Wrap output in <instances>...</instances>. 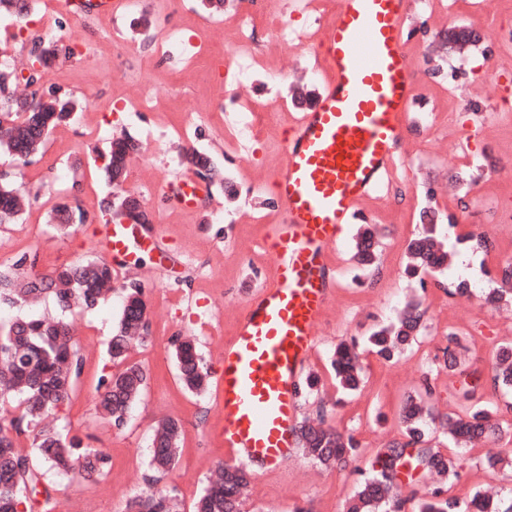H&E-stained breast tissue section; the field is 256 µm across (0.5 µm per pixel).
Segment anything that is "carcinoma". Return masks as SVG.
<instances>
[{
    "instance_id": "obj_1",
    "label": "carcinoma",
    "mask_w": 512,
    "mask_h": 512,
    "mask_svg": "<svg viewBox=\"0 0 512 512\" xmlns=\"http://www.w3.org/2000/svg\"><path fill=\"white\" fill-rule=\"evenodd\" d=\"M36 0H0V14L28 23ZM37 56L31 62L49 64L58 54L55 41L39 37L33 42ZM17 71L0 67V152L17 160L30 154L32 143L43 147L51 132L70 121L80 102L56 90L31 92V108L24 112L16 104L13 90ZM137 140L124 135L112 140L104 167L107 182L112 174L127 168L138 151ZM20 195L15 183L0 177V224H13L21 214ZM105 222L138 223L140 215L124 216L107 202ZM407 271L415 277L443 275L448 270V251L436 236V225H422L407 245ZM354 258L363 272L378 267L381 254L374 232L366 226L355 241ZM37 258L26 254L6 270L0 269V308L23 305L44 294L54 297L59 314L55 317L0 318V408L11 406L18 414L0 417V512H53L52 489L42 482V474L32 463L37 458L58 473L82 481L99 477L109 464L102 451L83 447L77 436H69L42 424L70 399L80 375L78 344L68 313L74 309L92 310L104 303L112 292L117 269L98 258H83L49 275L35 271ZM126 292L119 323L108 344L110 360L122 366L100 378L97 409L116 427L126 423L129 411L140 400L147 383L142 365L129 361L131 341L148 330L147 303L138 283L123 285ZM485 304L512 303V286H504L484 297ZM424 312L409 304L394 321L376 327L364 343L381 359L389 362L401 356L417 341ZM461 338L448 334L443 367L448 378L457 379L458 399L466 402L460 413L448 415L445 431L430 427L431 408L424 397L433 393L429 382L423 390L410 393L398 413L400 437L378 449L371 474L360 481L348 501V512H401L404 502L392 496L401 482V472L416 471L440 477L442 487L418 504V512H512V504L500 509L490 498L476 492L465 498L449 494L460 479V459L435 449L436 434L454 444H468L475 438L497 437L503 427L499 407L481 400L485 387L493 391H512V344L495 349L493 360L484 370L466 366L456 348ZM359 341L353 337L336 345L331 368L338 388L354 392L360 388ZM174 357L179 378L186 390L200 395L209 387L208 371L194 343L184 340L176 346ZM182 424L174 418L162 420L152 442L151 464L161 472L174 467L179 456ZM30 438L31 451L21 446V437ZM300 450L305 457L325 469L346 466L356 460L359 442L323 423L304 420L298 428ZM248 473L241 466L218 465L215 478L198 496L193 512H241V492ZM127 512H180L176 498L163 491H150L130 501Z\"/></svg>"
}]
</instances>
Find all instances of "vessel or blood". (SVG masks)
Wrapping results in <instances>:
<instances>
[{"instance_id":"vessel-or-blood-1","label":"vessel or blood","mask_w":512,"mask_h":512,"mask_svg":"<svg viewBox=\"0 0 512 512\" xmlns=\"http://www.w3.org/2000/svg\"><path fill=\"white\" fill-rule=\"evenodd\" d=\"M65 4L82 17L115 13L123 0ZM409 9L410 0H340L327 41L315 51L324 85L289 131L274 182L284 219L265 245L276 273L248 298L224 345V445L245 463L280 464L297 444L301 371L331 298L326 252L356 218L357 203L384 183L415 99L402 42ZM160 192L189 206L205 189L183 176ZM136 233L131 224L109 225L112 257L127 256Z\"/></svg>"}]
</instances>
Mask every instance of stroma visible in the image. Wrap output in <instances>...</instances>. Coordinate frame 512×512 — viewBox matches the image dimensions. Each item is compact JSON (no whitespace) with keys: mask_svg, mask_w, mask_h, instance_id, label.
Here are the masks:
<instances>
[{"mask_svg":"<svg viewBox=\"0 0 512 512\" xmlns=\"http://www.w3.org/2000/svg\"><path fill=\"white\" fill-rule=\"evenodd\" d=\"M141 4L140 19L124 30L126 43L138 41L145 18L153 28L203 36L216 55L231 46L218 24L219 14H208L202 22L174 0ZM254 4L268 17L279 15L277 0H239L237 8L246 11ZM336 4L320 0L319 11L293 7L279 16L290 28L320 41L325 36L322 21ZM59 8L60 0H38L37 19L24 29L12 18L0 17V57L25 69L34 37H53L64 52L44 70L41 89L58 88L87 101L72 122L51 133L29 163L0 157V173H10L29 200L17 223L0 226V265L10 266L24 252L36 255L43 273L88 256L105 258L101 211L114 189L93 162L108 152L113 137L128 134L139 140L141 164L128 170L122 190L138 196L151 213L153 222L143 233L150 246L144 249L131 241L136 271H120L118 280L132 276L145 288L148 336L132 359L148 370L149 380L123 427L98 417L96 385L111 370L106 349L120 319L123 292L115 290L96 310L76 313L81 374L70 401L48 423L104 450L111 462L90 482L50 471L44 482L60 502L57 512H124L128 500L152 487L173 491L180 512H191L217 463H233L234 455L219 436L224 420L215 389L195 396L180 384L175 343L181 336L195 337L211 380H218L224 344L233 336L248 296L274 277L275 264L263 240L271 225L282 222L283 211L271 192L272 182L285 160L284 136L301 97L317 93L321 73L314 61L287 50L276 53L270 63L281 74L278 88L266 90L259 79L240 89L275 112V138L236 147L225 140L218 114L224 87L207 60L177 66L152 58L132 60L112 40L111 15L79 18L68 13L62 28L46 27L43 17ZM494 26L512 28V0H412L403 38L417 87L409 127L389 185L360 206L356 223L348 225L328 253L335 288L306 367L319 384L301 399L304 412L324 410L330 425L354 434L359 456L346 469L325 471L297 453L282 465L254 471L242 512H295L299 507L344 512L360 470L370 468L377 449L398 437V407L423 376H430L434 388L428 405L441 414L460 412L447 372L432 365L448 344V332L462 336L469 359L481 367L489 365L497 346L512 344V307L498 309L481 300L483 289L495 285L498 262L512 257V47L490 37ZM461 27L481 34L478 46L461 50L447 42L448 32ZM146 85L152 88L150 111H118V104L138 99ZM189 147L213 160L220 181L191 207L153 196L154 185L184 174L181 155ZM246 179L262 191L244 207L227 198L224 185ZM61 196L79 205L88 222L66 230L51 223V210ZM428 202L437 212L440 239L456 250L458 260L447 277L428 279L422 286L404 268L408 241ZM451 219L457 224L453 238L447 228ZM365 224L375 227L381 250L380 270L370 279L352 259ZM482 230L495 242L491 251L459 240ZM461 281L469 283V291L448 295V288ZM411 301L427 310V328L412 352L394 362L364 353L361 390L338 392L330 370L336 345L366 336ZM166 417L180 420L183 432L174 469L159 475L149 467V454L154 431ZM439 449L461 459L453 494L512 488V437L461 449L444 442ZM493 454L507 461L495 472L483 464Z\"/></svg>","mask_w":512,"mask_h":512,"instance_id":"1","label":"stroma"}]
</instances>
